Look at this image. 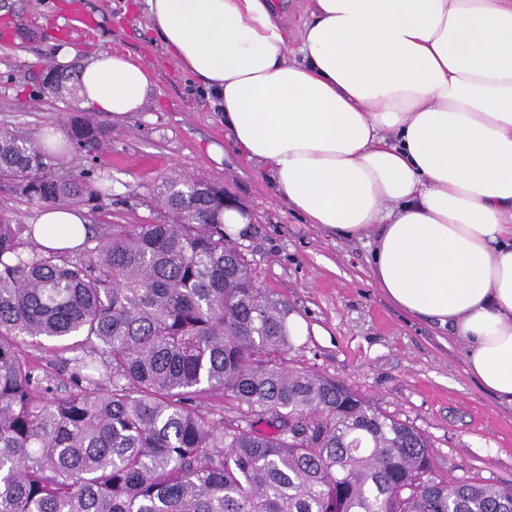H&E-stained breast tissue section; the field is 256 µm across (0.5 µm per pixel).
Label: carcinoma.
<instances>
[{"instance_id":"carcinoma-1","label":"carcinoma","mask_w":512,"mask_h":512,"mask_svg":"<svg viewBox=\"0 0 512 512\" xmlns=\"http://www.w3.org/2000/svg\"><path fill=\"white\" fill-rule=\"evenodd\" d=\"M69 139L95 158L112 129L80 112ZM0 192L108 196L9 131ZM223 192L165 173L162 221L94 224L63 251L0 219V512H512V485L439 480L422 432L290 364L287 302L211 221ZM214 396L220 416L199 407Z\"/></svg>"}]
</instances>
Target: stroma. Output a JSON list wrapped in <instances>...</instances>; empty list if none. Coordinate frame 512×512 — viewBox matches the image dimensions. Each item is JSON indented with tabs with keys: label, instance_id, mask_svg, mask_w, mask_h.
<instances>
[{
	"label": "stroma",
	"instance_id": "1",
	"mask_svg": "<svg viewBox=\"0 0 512 512\" xmlns=\"http://www.w3.org/2000/svg\"><path fill=\"white\" fill-rule=\"evenodd\" d=\"M64 46L75 68L109 50L152 75L143 110L111 121L104 153L90 159L70 147L53 156L109 186L88 223L155 222L146 198L173 168L223 185L251 216L239 241L262 288L315 329L295 337L294 364L344 381L425 434L442 479L512 485V406L467 373L464 346L449 342L447 329L383 297L370 277V238L325 233L274 196L237 152L206 90L165 49L146 0H0V130L37 143L46 131L65 133L80 100L40 90Z\"/></svg>",
	"mask_w": 512,
	"mask_h": 512
}]
</instances>
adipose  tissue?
Wrapping results in <instances>:
<instances>
[{"label":"adipose tissue","mask_w":512,"mask_h":512,"mask_svg":"<svg viewBox=\"0 0 512 512\" xmlns=\"http://www.w3.org/2000/svg\"><path fill=\"white\" fill-rule=\"evenodd\" d=\"M179 66L215 97L237 151L310 224L372 236L371 277L466 345L512 405V0H146ZM78 95L115 119L152 80L89 56ZM81 210L43 208L36 240L83 242Z\"/></svg>","instance_id":"obj_1"}]
</instances>
